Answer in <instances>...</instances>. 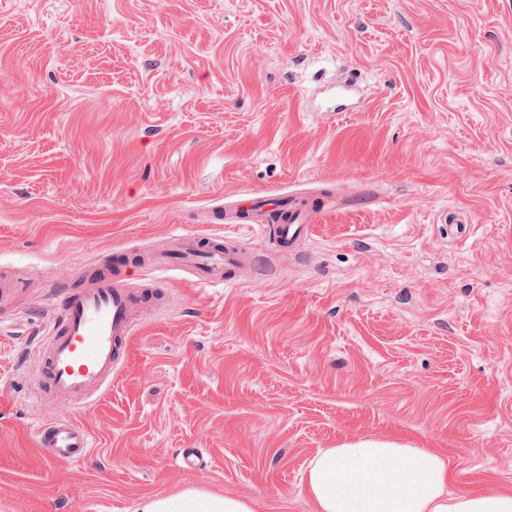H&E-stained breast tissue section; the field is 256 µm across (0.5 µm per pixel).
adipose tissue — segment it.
<instances>
[{
    "instance_id": "ef3b65f1",
    "label": "adipose tissue",
    "mask_w": 512,
    "mask_h": 512,
    "mask_svg": "<svg viewBox=\"0 0 512 512\" xmlns=\"http://www.w3.org/2000/svg\"><path fill=\"white\" fill-rule=\"evenodd\" d=\"M450 461L428 448L356 438L316 454L304 489L316 512H512V493L448 494ZM135 512H255L252 500L216 496L191 485L147 495Z\"/></svg>"
}]
</instances>
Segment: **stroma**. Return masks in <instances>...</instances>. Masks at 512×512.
<instances>
[{
	"instance_id": "obj_1",
	"label": "stroma",
	"mask_w": 512,
	"mask_h": 512,
	"mask_svg": "<svg viewBox=\"0 0 512 512\" xmlns=\"http://www.w3.org/2000/svg\"><path fill=\"white\" fill-rule=\"evenodd\" d=\"M245 193L324 197L299 250L220 224L250 276L161 286L47 467L32 386L54 283L208 231ZM0 512H134L189 485L314 512L360 436L512 491V0H0ZM188 448L209 459L178 470Z\"/></svg>"
}]
</instances>
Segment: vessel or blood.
I'll return each instance as SVG.
<instances>
[{
    "label": "vessel or blood",
    "instance_id": "b4317fda",
    "mask_svg": "<svg viewBox=\"0 0 512 512\" xmlns=\"http://www.w3.org/2000/svg\"><path fill=\"white\" fill-rule=\"evenodd\" d=\"M316 212L311 202L291 207L278 194H246L235 212L214 211L210 221L261 225L278 247L292 249ZM138 261L157 276L189 272L203 286L233 284L247 268L237 239L221 234H172L163 249ZM158 300L156 289L127 287L108 263L99 264L80 286L60 287L36 392L39 402L61 406L35 429V445L47 464L79 462L89 453L91 436L75 414L110 385L123 365L137 313L157 307Z\"/></svg>",
    "mask_w": 512,
    "mask_h": 512
}]
</instances>
